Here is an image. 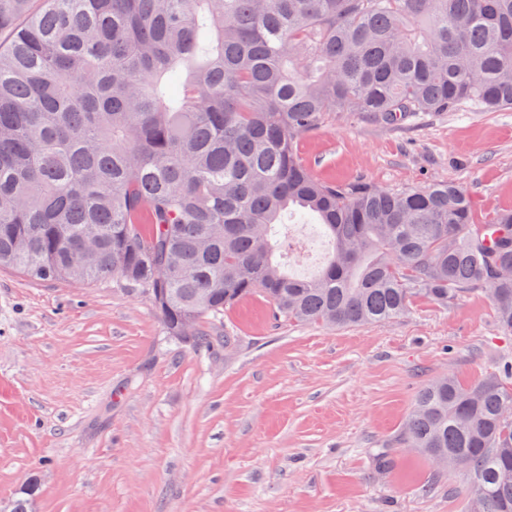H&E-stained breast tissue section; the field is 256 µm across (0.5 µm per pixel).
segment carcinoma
I'll return each mask as SVG.
<instances>
[{"mask_svg": "<svg viewBox=\"0 0 512 512\" xmlns=\"http://www.w3.org/2000/svg\"><path fill=\"white\" fill-rule=\"evenodd\" d=\"M42 2L0 0L1 269L143 292L205 353L235 344L221 316L254 294L347 326L486 290L512 333V211L478 224L458 185L321 181L295 150L335 110L512 109V0ZM296 214L333 242L312 278L278 260ZM510 406V360L441 377L397 444L467 470L470 512H512Z\"/></svg>", "mask_w": 512, "mask_h": 512, "instance_id": "obj_1", "label": "carcinoma"}]
</instances>
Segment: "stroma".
<instances>
[{
  "label": "stroma",
  "mask_w": 512,
  "mask_h": 512,
  "mask_svg": "<svg viewBox=\"0 0 512 512\" xmlns=\"http://www.w3.org/2000/svg\"><path fill=\"white\" fill-rule=\"evenodd\" d=\"M296 151L323 181H445L481 223L512 209V110L336 111ZM288 235L289 273L317 274L321 227ZM223 322L236 346L200 354L145 294L0 269V510L34 477L33 512H469L466 473L392 442L434 379L512 360L486 292L348 327L277 322L255 296Z\"/></svg>",
  "instance_id": "1"
}]
</instances>
